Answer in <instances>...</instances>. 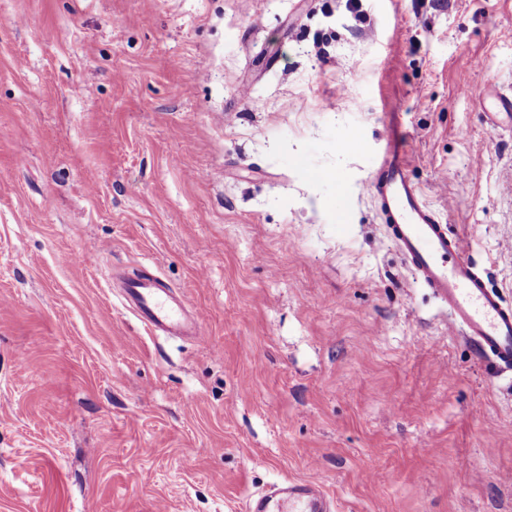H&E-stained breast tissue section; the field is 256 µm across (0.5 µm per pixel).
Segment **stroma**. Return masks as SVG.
<instances>
[{
    "instance_id": "1",
    "label": "stroma",
    "mask_w": 512,
    "mask_h": 512,
    "mask_svg": "<svg viewBox=\"0 0 512 512\" xmlns=\"http://www.w3.org/2000/svg\"><path fill=\"white\" fill-rule=\"evenodd\" d=\"M473 85L512 95V0H0V512H512V371L370 193L398 118L512 306V119ZM468 95L477 96L478 100L487 104L488 111V124L491 128H496L499 125L498 117L501 114H510L512 112V96L505 95H490L488 88L480 87L471 91H467ZM123 299L152 331L174 336H197L200 323L190 316L184 300L160 288L155 279H132L124 289ZM323 488L311 481L287 480L253 496L248 512H334Z\"/></svg>"
}]
</instances>
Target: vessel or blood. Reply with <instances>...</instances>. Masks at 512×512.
Returning <instances> with one entry per match:
<instances>
[{
    "mask_svg": "<svg viewBox=\"0 0 512 512\" xmlns=\"http://www.w3.org/2000/svg\"><path fill=\"white\" fill-rule=\"evenodd\" d=\"M473 94L487 104L490 127H498L499 116L512 112V96L493 95L484 87ZM370 188L388 238L420 284L447 304L449 332H462L495 365L512 370V307L504 304L497 289L488 287L487 272L472 257L468 242L449 232L410 179L397 122L386 126L382 160ZM123 299L152 331L199 333L200 323L190 316L184 300L157 280H130ZM248 512H333V502L314 482L287 480L253 496Z\"/></svg>",
    "mask_w": 512,
    "mask_h": 512,
    "instance_id": "obj_1",
    "label": "vessel or blood"
}]
</instances>
